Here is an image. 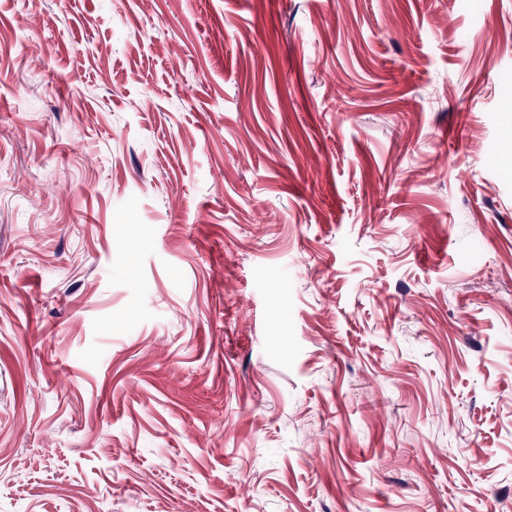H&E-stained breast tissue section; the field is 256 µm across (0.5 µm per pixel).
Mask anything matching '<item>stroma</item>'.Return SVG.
Segmentation results:
<instances>
[{"label":"stroma","instance_id":"35a3bbf8","mask_svg":"<svg viewBox=\"0 0 512 512\" xmlns=\"http://www.w3.org/2000/svg\"><path fill=\"white\" fill-rule=\"evenodd\" d=\"M512 0H0V512H512Z\"/></svg>","mask_w":512,"mask_h":512}]
</instances>
